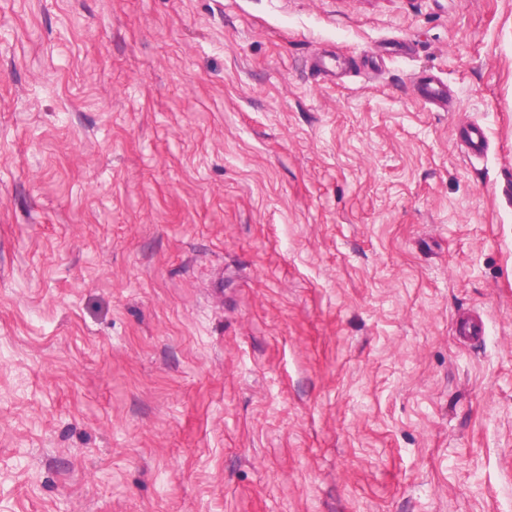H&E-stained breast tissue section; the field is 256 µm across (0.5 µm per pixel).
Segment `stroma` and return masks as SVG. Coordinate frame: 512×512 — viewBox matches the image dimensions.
I'll list each match as a JSON object with an SVG mask.
<instances>
[{"label":"stroma","mask_w":512,"mask_h":512,"mask_svg":"<svg viewBox=\"0 0 512 512\" xmlns=\"http://www.w3.org/2000/svg\"><path fill=\"white\" fill-rule=\"evenodd\" d=\"M0 512H512V0H0ZM460 140L471 156H483L488 149L489 138L483 124L476 120H468L457 129ZM456 325L459 335L468 341H479L485 334L484 322L478 314L460 316Z\"/></svg>","instance_id":"1"}]
</instances>
